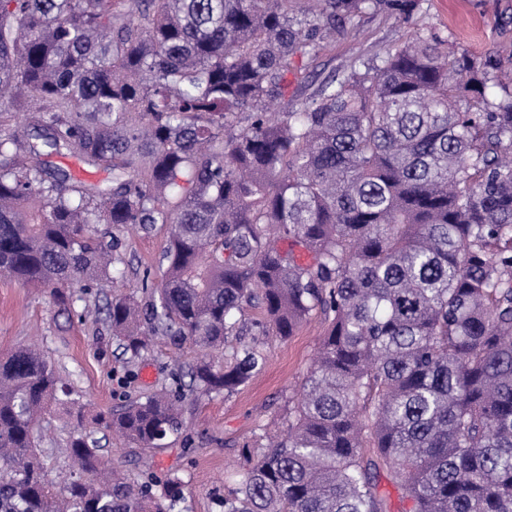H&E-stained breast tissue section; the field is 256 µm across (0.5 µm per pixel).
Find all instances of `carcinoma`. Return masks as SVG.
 <instances>
[{"label": "carcinoma", "instance_id": "obj_1", "mask_svg": "<svg viewBox=\"0 0 512 512\" xmlns=\"http://www.w3.org/2000/svg\"><path fill=\"white\" fill-rule=\"evenodd\" d=\"M423 0H0V276H109L100 224H168L160 285L108 307L138 355L199 351L192 385L237 393L261 336L327 323L288 429L246 453L224 512H512V74L439 38L288 90L347 22ZM112 170L103 186L53 165ZM288 241L306 260L281 247ZM260 316L246 321L247 309ZM184 385L94 413L31 347L0 356V512H172L101 453L181 429ZM76 420L62 486L36 427Z\"/></svg>", "mask_w": 512, "mask_h": 512}]
</instances>
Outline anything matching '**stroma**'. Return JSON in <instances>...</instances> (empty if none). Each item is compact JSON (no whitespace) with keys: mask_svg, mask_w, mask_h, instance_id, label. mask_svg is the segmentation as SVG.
<instances>
[{"mask_svg":"<svg viewBox=\"0 0 512 512\" xmlns=\"http://www.w3.org/2000/svg\"><path fill=\"white\" fill-rule=\"evenodd\" d=\"M415 36L455 42L475 57L501 50L502 69L510 72L512 0H425L422 18L408 21L368 12L337 36L321 57L303 61L293 87L304 90L346 67L354 56H380ZM109 232L119 245L108 280L92 288H71L69 306L58 305L49 291L0 278V355L38 343L62 379L96 411L171 387L175 377L186 376L195 358L193 351L175 350L161 337L136 356L113 339L107 307L131 293L139 302L148 301L141 281L147 275L160 279L168 227L159 224L151 233L135 234L113 226ZM321 334L322 326L315 319L288 340L267 339L264 369L231 397L186 392L181 430L152 453L101 431L97 439L103 454L137 484L151 476H179L185 489L174 512H223L222 502L235 487L245 445L257 431L272 436L287 425L288 398L301 387ZM71 430L53 415L39 427L47 470L59 484L71 473L63 453Z\"/></svg>","mask_w":512,"mask_h":512,"instance_id":"obj_1","label":"stroma"}]
</instances>
